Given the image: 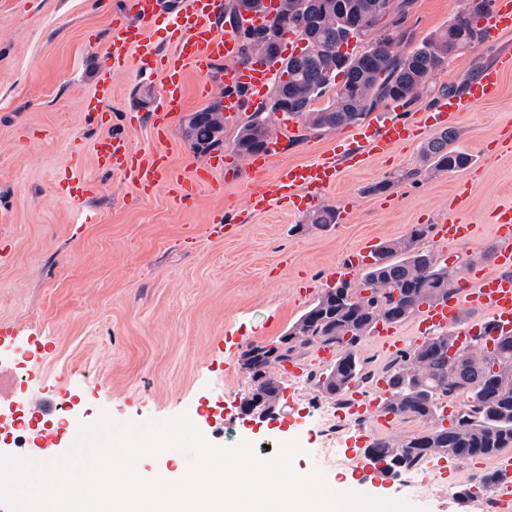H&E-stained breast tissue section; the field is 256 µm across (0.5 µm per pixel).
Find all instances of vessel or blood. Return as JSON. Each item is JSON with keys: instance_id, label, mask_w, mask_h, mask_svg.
<instances>
[{"instance_id": "vessel-or-blood-1", "label": "vessel or blood", "mask_w": 512, "mask_h": 512, "mask_svg": "<svg viewBox=\"0 0 512 512\" xmlns=\"http://www.w3.org/2000/svg\"><path fill=\"white\" fill-rule=\"evenodd\" d=\"M223 14L224 0H183L179 9L169 13L162 12L159 0H125L122 11L112 17V36L104 52L107 74L94 95L97 106H105L112 96L109 72L127 68L134 60L154 65L163 75L152 119L153 136L159 141L165 140L169 121L184 105L187 72L196 74L203 91L213 73L221 72L225 118L241 114L247 103L261 102L278 76V66L267 61L241 62L243 43L235 27H219ZM485 26L492 37L512 32V0H494ZM162 43L167 51H159ZM510 72L512 51L502 53L465 93L437 100L418 120L393 118L352 127L332 149L309 162L283 166L274 175L267 174L265 161L267 154L280 151V144H270L267 153L245 156L248 194L243 213L305 210L337 184L343 167H368L391 156L396 147L412 143L419 134L452 128L460 113L497 98L500 79ZM93 157L99 166L118 169L144 194L165 184L175 196L193 195L202 175L198 168L183 175L169 166L165 154L133 150L126 138L118 136L95 141ZM475 231V225L447 218L437 225L436 238L439 244L457 245ZM493 233V268L467 271L457 278L450 298L422 306L415 317L417 333L427 336L452 326L457 335L468 336L488 325L493 336L512 335V208L500 211ZM386 397L382 386L367 394L351 392V410L367 422L391 426L394 417L384 408ZM494 466L500 476L494 488L497 506L500 512H512V450L497 454Z\"/></svg>"}]
</instances>
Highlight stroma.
I'll list each match as a JSON object with an SVG mask.
<instances>
[{"mask_svg":"<svg viewBox=\"0 0 512 512\" xmlns=\"http://www.w3.org/2000/svg\"><path fill=\"white\" fill-rule=\"evenodd\" d=\"M118 0H0V324L15 338L0 347L12 366L14 394L32 404L59 391L70 403L66 418L108 413L118 421L188 412L214 444L245 439L269 457L279 443L299 439L304 455L296 472L324 471L332 486L352 482L375 497H406L428 512H484L462 504L455 486L491 471L489 458L469 460L457 483L433 481L419 494L411 474L383 484L365 483L347 464L346 443L326 449L319 435L320 394L312 374L326 369L316 349L300 357L301 374L284 377L277 422L240 417L252 381L241 367L250 345L269 342L316 301L303 284L369 241L379 243L433 229L459 184L471 181L465 209L452 216L481 225L475 240L449 247L454 274L485 265L493 246L492 213L512 206V73L503 75L498 100L460 116L457 147L477 164L466 172L422 169L421 143L399 148L387 162L343 170L321 198L337 208L354 203L341 223L306 227L302 212L272 209L251 216L232 239L207 233L212 221L243 206L245 179L201 186L189 204L166 189L137 197L116 172L95 162L102 135L128 137L136 150L162 148L179 170L207 166L232 152L238 121L227 123L223 145L194 150L184 135L185 114L219 98L222 85L200 94L186 78V104L167 140L157 143L148 122L160 77L148 67L113 74L112 97L96 111L93 95L103 73L105 43ZM463 0H409L405 25L421 41L446 26ZM512 48V33L473 46L435 77V86L465 90L480 70ZM284 136L268 171L302 164L332 147L336 130L293 140L280 116L270 118ZM417 170L399 182L396 174ZM391 180L383 193L371 187ZM236 345L227 348L225 337Z\"/></svg>","mask_w":512,"mask_h":512,"instance_id":"obj_1","label":"stroma"}]
</instances>
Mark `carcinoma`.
I'll return each mask as SVG.
<instances>
[{"label": "carcinoma", "mask_w": 512, "mask_h": 512, "mask_svg": "<svg viewBox=\"0 0 512 512\" xmlns=\"http://www.w3.org/2000/svg\"><path fill=\"white\" fill-rule=\"evenodd\" d=\"M299 3L303 14L292 23L303 30L311 47L288 57H278L281 63L274 94L285 98L288 115L297 119L304 131L339 129L360 125L382 104L405 100L410 104L431 91L432 77L447 65L448 56L456 46L468 42L471 33L484 39L480 20L485 13L459 16L457 23H448L443 29L424 39L418 46L405 51L408 41L405 29L407 0H288ZM389 17L394 30L376 38L370 33L376 25ZM355 22L368 38L363 50L350 52L345 60L336 63V51L342 41L339 18ZM272 51L257 35L247 37L242 48V61L248 63ZM341 85H336L338 75ZM348 93L341 95L338 89ZM331 97L325 104L319 99ZM258 107L238 127L233 138V150L246 154L260 150L267 134L268 124ZM185 137L195 148L205 150L219 144L205 120L187 123ZM454 130L439 132L423 147L422 155L437 171L453 168L457 171L471 163V157L454 145ZM308 223L324 229L336 223V210L323 206L313 210ZM427 230L414 229L407 237L408 248L401 250L397 241L381 244L373 256L376 265H368L361 275V284L374 280L380 292L371 299L360 296L351 283H346L351 295L336 301L332 289L324 290L301 318L308 320V335L303 344L312 347L341 349L335 362L327 369L333 373L328 380L314 374L316 385L330 396L345 395L348 381L363 383L371 373L355 353L342 349L352 342H342L344 332L358 329L374 316L384 314L388 322L400 323L416 314L420 307L435 296L446 297L453 272L441 262L435 249L424 242ZM266 345L250 346L241 355L242 368L248 372L254 386L272 393L266 387L269 371L281 367L277 360L262 354ZM507 363L508 369L495 373L491 363ZM423 366L415 377V388H410L404 371L409 366ZM391 387L388 409L398 417L418 418L429 424L426 431L406 443L377 439L369 448L370 455L379 463L395 467V474L415 470L427 459L428 452L441 450L447 455L465 459L475 456H494L503 448L512 447V336L501 339L497 349L486 354L480 362H473L460 354L451 355L431 339L403 352L385 371ZM466 395L462 410L449 426L435 422L439 401L458 399ZM496 481L493 472L484 473L457 490L459 500L465 502L488 490Z\"/></svg>", "instance_id": "carcinoma-1"}]
</instances>
